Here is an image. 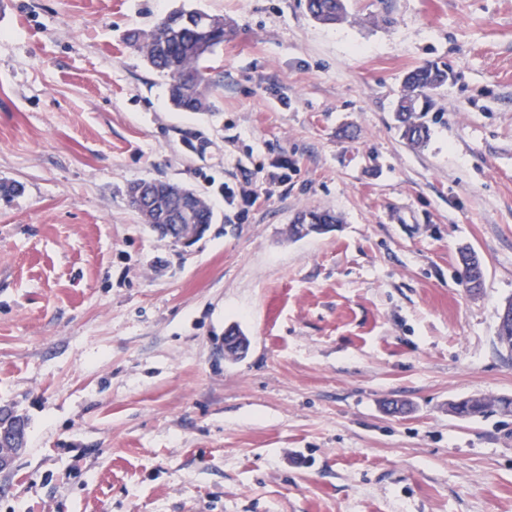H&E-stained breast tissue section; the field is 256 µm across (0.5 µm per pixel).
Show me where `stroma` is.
<instances>
[{
  "instance_id": "stroma-1",
  "label": "stroma",
  "mask_w": 512,
  "mask_h": 512,
  "mask_svg": "<svg viewBox=\"0 0 512 512\" xmlns=\"http://www.w3.org/2000/svg\"><path fill=\"white\" fill-rule=\"evenodd\" d=\"M178 7L230 25L203 112L124 40ZM428 61L451 76L414 147L394 110ZM155 179L212 202L201 238L143 223L127 188ZM3 183L0 406L28 426L0 512H512V416L448 412L512 396V0H347L336 25L0 0ZM312 210L336 227L293 237Z\"/></svg>"
}]
</instances>
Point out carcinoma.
I'll return each instance as SVG.
<instances>
[{
  "instance_id": "cac0c4a2",
  "label": "carcinoma",
  "mask_w": 512,
  "mask_h": 512,
  "mask_svg": "<svg viewBox=\"0 0 512 512\" xmlns=\"http://www.w3.org/2000/svg\"><path fill=\"white\" fill-rule=\"evenodd\" d=\"M317 5L313 19L325 25H334L345 19V0H311ZM211 31L199 32L191 28L171 26L161 19L147 38L131 42V46L144 56L150 67L167 74L172 83L169 99L172 104L187 112L207 109L206 90L216 85L209 76L206 65L213 50L224 44V19L209 16ZM448 81V66L427 62L410 70L403 81V93L395 108V120L401 137L412 146H420L430 136V128L424 118L434 108L431 92ZM460 261L473 265L469 280L483 284V265L477 254L468 248L460 251ZM502 399L489 403L480 397L465 404L466 417L484 414L489 406L501 407Z\"/></svg>"
}]
</instances>
